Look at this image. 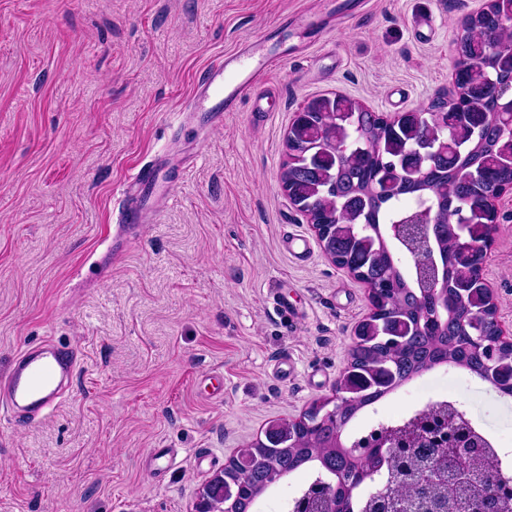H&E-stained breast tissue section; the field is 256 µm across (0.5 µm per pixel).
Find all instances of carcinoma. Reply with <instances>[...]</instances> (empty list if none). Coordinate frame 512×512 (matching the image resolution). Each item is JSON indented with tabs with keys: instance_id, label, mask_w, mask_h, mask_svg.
I'll return each instance as SVG.
<instances>
[{
	"instance_id": "1",
	"label": "carcinoma",
	"mask_w": 512,
	"mask_h": 512,
	"mask_svg": "<svg viewBox=\"0 0 512 512\" xmlns=\"http://www.w3.org/2000/svg\"><path fill=\"white\" fill-rule=\"evenodd\" d=\"M462 35L458 39L461 51L468 60H476L497 76L500 84H512V28L489 34L487 14L478 20L466 15L460 21ZM348 119L326 116V124L310 123L305 132L323 133L327 153L316 165L305 166L287 162L281 174L292 182L306 211L320 224L334 227L325 246L336 256V262L362 273L367 281L381 285L380 292L392 315L400 317L399 335L405 337L394 344L387 337L376 338L372 349L352 356L353 366L365 371L379 359L398 367L399 377L409 380L434 366L456 363L476 375H482L485 357L467 348L463 336L470 332L469 310L481 308L492 316L481 294L473 291L467 306L456 307L457 289L473 279L471 263L459 251L454 232L456 225H469L471 241L485 240L489 235L485 202L476 200L479 192L491 191L502 178L497 165L499 155L508 149V142L490 117L480 116L461 132L448 150L439 149L440 121L453 118L447 109L448 94L441 93L421 106L420 111L434 116L421 122L411 119L407 131L398 136L394 129L378 122L373 112L361 107L358 100L346 99ZM348 142L347 157L333 162L331 154L339 145ZM416 143L428 145L435 155L417 158L414 163L427 170L419 180H405L395 173V165L403 150ZM426 206L435 212L437 225L436 248L444 255L447 265L444 290L448 294L447 322L424 325L416 311V284H411L389 259L387 242L380 229L393 223L405 211L404 203ZM395 386L372 387L353 399L346 407V420H352L363 408L370 406ZM254 464L250 495L259 497L269 487V474L288 465L297 471L309 466L316 470L347 467H366L370 460L352 458L347 448L339 445L331 431L321 425L309 432H297L282 448H268L256 442L252 445ZM224 479L215 477L202 489L214 502L222 503Z\"/></svg>"
}]
</instances>
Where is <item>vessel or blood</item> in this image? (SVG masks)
<instances>
[{
	"instance_id": "obj_1",
	"label": "vessel or blood",
	"mask_w": 512,
	"mask_h": 512,
	"mask_svg": "<svg viewBox=\"0 0 512 512\" xmlns=\"http://www.w3.org/2000/svg\"><path fill=\"white\" fill-rule=\"evenodd\" d=\"M277 64V59L265 52L263 38L244 42L225 53L200 76L191 111H236L242 98L263 85L267 74ZM159 175L157 164L137 167L125 184L127 201L122 210L123 222L134 219L136 201L157 186ZM79 361L77 350L50 341L45 342L43 349L21 351L7 375L0 378V403L12 412L26 410L28 421H36L55 405L62 379L73 374Z\"/></svg>"
}]
</instances>
